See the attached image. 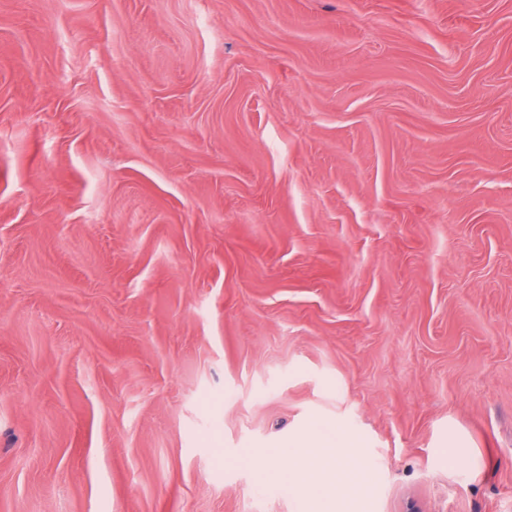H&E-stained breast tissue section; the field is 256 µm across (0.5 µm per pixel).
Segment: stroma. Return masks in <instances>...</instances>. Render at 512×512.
I'll list each match as a JSON object with an SVG mask.
<instances>
[{"mask_svg": "<svg viewBox=\"0 0 512 512\" xmlns=\"http://www.w3.org/2000/svg\"><path fill=\"white\" fill-rule=\"evenodd\" d=\"M512 512V0H0V512ZM291 456L294 460L292 478L300 487L312 482V470L307 460L316 462L322 475L321 498L328 507L323 512H351L347 499L336 498V484L351 483L364 491L370 481V475L362 463L350 458L343 446L335 448V445H321L315 439H302L294 446Z\"/></svg>", "mask_w": 512, "mask_h": 512, "instance_id": "35a3bbf8", "label": "stroma"}]
</instances>
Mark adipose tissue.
Wrapping results in <instances>:
<instances>
[{"instance_id":"1","label":"adipose tissue","mask_w":512,"mask_h":512,"mask_svg":"<svg viewBox=\"0 0 512 512\" xmlns=\"http://www.w3.org/2000/svg\"><path fill=\"white\" fill-rule=\"evenodd\" d=\"M294 460L292 478L297 486L311 483L313 471H320L321 497L327 512H351L347 499L337 497L336 486L350 483L358 489H365L370 475L362 463L347 455L345 448L320 444L314 439L300 440L291 452Z\"/></svg>"}]
</instances>
